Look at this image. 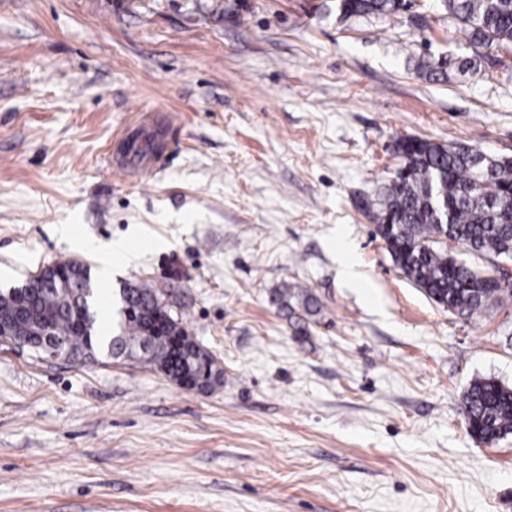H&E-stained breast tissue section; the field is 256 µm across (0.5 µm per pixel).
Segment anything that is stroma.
Instances as JSON below:
<instances>
[{"mask_svg":"<svg viewBox=\"0 0 512 512\" xmlns=\"http://www.w3.org/2000/svg\"><path fill=\"white\" fill-rule=\"evenodd\" d=\"M413 2L0 0V286L127 240L97 296L173 287L224 370L187 391L0 345V512H512V437L461 414L474 379L512 385V305L437 306L364 208L398 138L512 157V54L428 80L473 48ZM142 120L151 174L122 163ZM285 285L320 302L307 333ZM403 0H340L339 10L345 18L393 17L403 9ZM452 64L451 59L448 57H434L427 55L419 59L416 64V70L420 72L421 76L427 78H439L448 79V67ZM292 299H296L299 307L303 308L308 316H314L320 311L319 301L307 289L298 288L297 292H294V288H288V286L279 288L275 291L273 301L292 318L296 314V309L291 304Z\"/></svg>","mask_w":512,"mask_h":512,"instance_id":"obj_1","label":"stroma"}]
</instances>
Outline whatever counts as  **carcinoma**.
<instances>
[{"label": "carcinoma", "mask_w": 512, "mask_h": 512, "mask_svg": "<svg viewBox=\"0 0 512 512\" xmlns=\"http://www.w3.org/2000/svg\"><path fill=\"white\" fill-rule=\"evenodd\" d=\"M443 9L457 19L475 53L454 61L460 73L479 70L482 48L512 51V0H443ZM403 0H340L350 17H393ZM447 57L428 55L416 70L428 78H448ZM401 159L397 174L378 198L366 203L374 212L375 234L385 243L393 263L438 306L471 316L499 303L506 293L458 260L454 245L464 244L482 256H512V157L488 164L475 161L462 144H441L424 138H400L394 146ZM448 242L441 245L440 237ZM163 289L128 284L119 289L115 326L101 327L93 301L78 288L38 289L10 298L0 313L46 329L73 362L84 363L107 353L122 358L148 345L139 365L158 368L170 379L192 380L206 388L220 383L223 370L183 328L172 323L155 327L166 315L157 299ZM305 314L320 311L307 289L280 288L273 301L288 316L296 314L291 300ZM462 416L470 435L490 444L512 436V386L494 378L471 382L462 396Z\"/></svg>", "instance_id": "obj_1"}]
</instances>
